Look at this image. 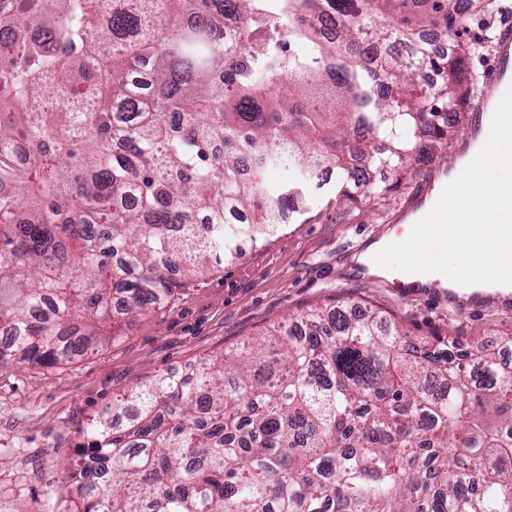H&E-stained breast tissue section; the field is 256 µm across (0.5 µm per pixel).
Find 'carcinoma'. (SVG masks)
<instances>
[{
	"instance_id": "carcinoma-1",
	"label": "carcinoma",
	"mask_w": 512,
	"mask_h": 512,
	"mask_svg": "<svg viewBox=\"0 0 512 512\" xmlns=\"http://www.w3.org/2000/svg\"><path fill=\"white\" fill-rule=\"evenodd\" d=\"M15 2L0 12L1 365L105 346L177 277L307 210L321 174L350 198L456 122L469 48L418 40L452 29L456 0H429L421 25L416 0ZM277 10L304 53L282 47ZM302 12L332 17L336 39ZM389 40L410 53L377 59ZM427 69L442 81L421 83ZM295 321L309 333L275 326L121 395L82 430L90 461L66 468L76 512H512V368L490 346L469 345L474 385L451 332L431 352L381 310Z\"/></svg>"
}]
</instances>
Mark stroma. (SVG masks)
Wrapping results in <instances>:
<instances>
[{
	"label": "stroma",
	"mask_w": 512,
	"mask_h": 512,
	"mask_svg": "<svg viewBox=\"0 0 512 512\" xmlns=\"http://www.w3.org/2000/svg\"><path fill=\"white\" fill-rule=\"evenodd\" d=\"M512 9L474 7L456 21L453 39L475 45L465 59L480 75L492 60ZM473 85L460 103L452 138L407 174H386L383 195L354 199L333 186L314 190L307 212L269 236L247 243L240 258L185 281L161 311L138 317L125 336L98 352L59 365L0 367V512H72L66 465L86 457L81 425L120 394L155 376L239 347L316 305L377 307L412 336L455 332L462 340L512 336V293L481 306L437 288L409 296L391 280H367L356 257L389 234L428 176L458 158L478 121Z\"/></svg>",
	"instance_id": "1"
}]
</instances>
